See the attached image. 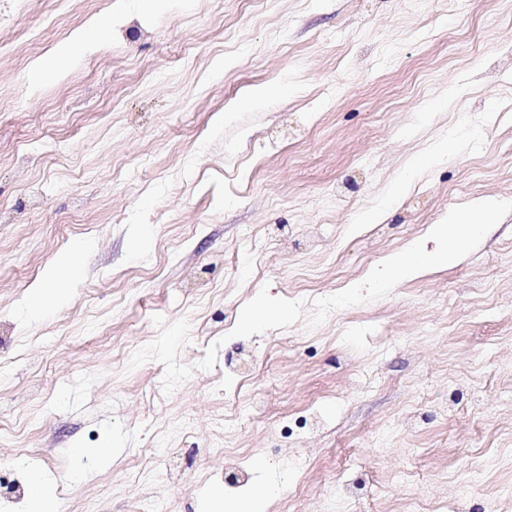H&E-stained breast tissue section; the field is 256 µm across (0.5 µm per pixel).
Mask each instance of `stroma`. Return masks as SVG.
Segmentation results:
<instances>
[{"label": "stroma", "instance_id": "35a3bbf8", "mask_svg": "<svg viewBox=\"0 0 512 512\" xmlns=\"http://www.w3.org/2000/svg\"><path fill=\"white\" fill-rule=\"evenodd\" d=\"M92 20L109 42L32 86ZM260 84L288 94L247 104ZM511 102L512 0H28L0 26V500L27 512L35 468L57 512H211L210 489L242 493L234 455L265 461L268 512H322L331 483L356 512H512ZM485 198L462 261L377 285ZM87 237L66 303L29 322ZM258 296L284 312L243 330ZM244 376L264 413L219 425ZM114 436L108 463L70 453ZM94 29L93 41L87 39L85 30L79 29L74 31L67 40L57 44L44 56L38 58L30 72L31 83L37 84L52 74L62 75L79 47L90 49L110 37V29L107 26L95 23ZM93 242L83 243L80 250L66 248L59 252L49 263L41 282L31 288L25 305L29 321L41 319L48 311L55 309L65 299L66 294L58 284L72 278L81 271L80 252L91 249Z\"/></svg>", "mask_w": 512, "mask_h": 512}]
</instances>
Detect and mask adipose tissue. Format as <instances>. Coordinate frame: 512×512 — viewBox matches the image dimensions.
<instances>
[{
    "instance_id": "1",
    "label": "adipose tissue",
    "mask_w": 512,
    "mask_h": 512,
    "mask_svg": "<svg viewBox=\"0 0 512 512\" xmlns=\"http://www.w3.org/2000/svg\"><path fill=\"white\" fill-rule=\"evenodd\" d=\"M109 36V28L101 24L96 25L95 36L91 39L87 38L85 30L74 31L67 40L57 44L34 62L30 72L31 83H39L52 74H63L78 48H93L94 44L108 39ZM491 221L492 206L486 201L475 203L464 212L449 213L447 221L431 225L429 229L430 238L439 244L437 250L428 252L421 245H412L391 257L386 268L380 271V278L413 279L457 261L467 242L479 235L485 224ZM80 270L79 251L67 248L59 252L49 263L41 282L30 290L26 303L28 320H39L60 305L66 298L65 292L59 287L60 282L78 275Z\"/></svg>"
}]
</instances>
